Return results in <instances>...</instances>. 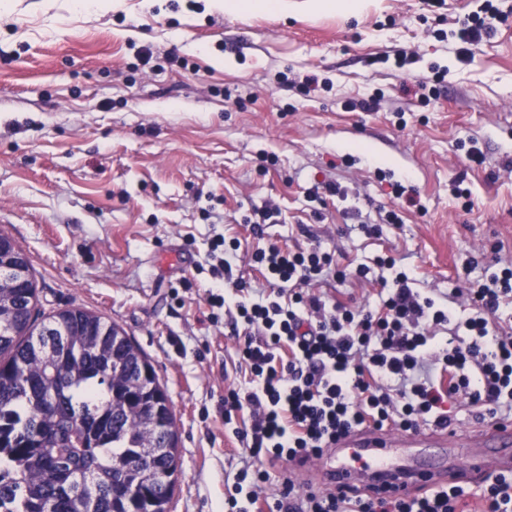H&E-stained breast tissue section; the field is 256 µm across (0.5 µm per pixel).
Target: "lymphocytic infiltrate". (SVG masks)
<instances>
[{"instance_id":"1","label":"lymphocytic infiltrate","mask_w":512,"mask_h":512,"mask_svg":"<svg viewBox=\"0 0 512 512\" xmlns=\"http://www.w3.org/2000/svg\"><path fill=\"white\" fill-rule=\"evenodd\" d=\"M507 16L491 0L457 20L460 44L495 32ZM251 260L268 292L249 300L250 283L226 258L211 272L206 301L231 315L247 387L224 392V427L248 450L254 468L242 469L224 512H461L476 498L479 512H512V475L488 476L478 489L448 481L408 496L344 494L300 489L284 479L268 492L266 463L303 464L359 427L404 431L445 427L444 404L466 396L482 415L512 416V333L500 330L502 304L512 300V262L487 281L455 289L469 314L460 334L444 337L452 309L421 295L415 278L396 271L394 257L358 265L359 281L378 284L379 303L358 309L304 292L330 276L334 257L320 246L256 249ZM394 277H387V270Z\"/></svg>"}]
</instances>
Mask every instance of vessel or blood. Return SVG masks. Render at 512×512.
Wrapping results in <instances>:
<instances>
[{
    "label": "vessel or blood",
    "instance_id": "b4317fda",
    "mask_svg": "<svg viewBox=\"0 0 512 512\" xmlns=\"http://www.w3.org/2000/svg\"><path fill=\"white\" fill-rule=\"evenodd\" d=\"M452 439L445 429L414 437L387 429L361 430L338 441L323 464H309L305 470L332 488L347 485L371 493L406 494L446 482L452 474L468 481L512 469V421L476 428L471 453L452 449Z\"/></svg>",
    "mask_w": 512,
    "mask_h": 512
}]
</instances>
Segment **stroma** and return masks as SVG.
Returning <instances> with one entry per match:
<instances>
[{
  "instance_id": "35a3bbf8",
  "label": "stroma",
  "mask_w": 512,
  "mask_h": 512,
  "mask_svg": "<svg viewBox=\"0 0 512 512\" xmlns=\"http://www.w3.org/2000/svg\"><path fill=\"white\" fill-rule=\"evenodd\" d=\"M293 3L241 17L209 0H0V232L32 264L34 318L95 312L149 357L179 435L171 512H222L246 459L224 431V389L244 373L205 302L216 240L239 239L234 270L255 285V248L317 244L346 273L399 257L441 302L512 258V22L461 60L435 32L482 0H446L438 17L424 0L314 16ZM398 51L416 63L388 62ZM433 64L448 76L424 102ZM308 74L330 87L299 95ZM373 93L374 110L357 108ZM328 183L340 195L312 199ZM269 207L277 223L254 235L247 219ZM308 289L378 300L350 279Z\"/></svg>"
}]
</instances>
